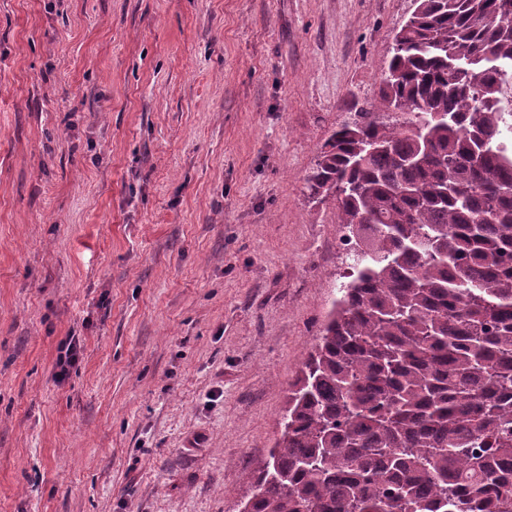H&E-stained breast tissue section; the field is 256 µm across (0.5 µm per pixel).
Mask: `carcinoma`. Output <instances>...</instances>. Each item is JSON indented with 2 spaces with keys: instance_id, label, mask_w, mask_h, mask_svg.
I'll list each match as a JSON object with an SVG mask.
<instances>
[{
  "instance_id": "carcinoma-1",
  "label": "carcinoma",
  "mask_w": 512,
  "mask_h": 512,
  "mask_svg": "<svg viewBox=\"0 0 512 512\" xmlns=\"http://www.w3.org/2000/svg\"><path fill=\"white\" fill-rule=\"evenodd\" d=\"M307 178L354 259L243 512H512V23L414 0Z\"/></svg>"
}]
</instances>
